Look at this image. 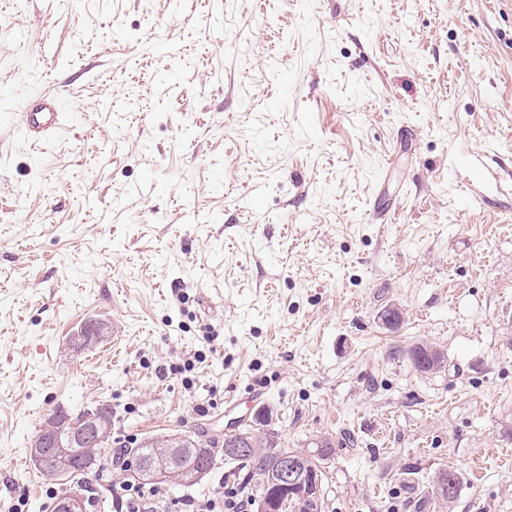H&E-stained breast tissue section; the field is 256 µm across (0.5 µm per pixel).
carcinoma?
<instances>
[{"mask_svg": "<svg viewBox=\"0 0 512 512\" xmlns=\"http://www.w3.org/2000/svg\"><path fill=\"white\" fill-rule=\"evenodd\" d=\"M426 352L434 355V361L425 368H416L417 372L429 374L444 367L443 354L432 345L417 344L408 349L395 350V353L406 357L411 362L415 361L417 354ZM54 417L66 418L73 423L95 420L103 442L111 440L115 445V461L124 465L127 470L130 469V462L137 463L133 473L142 480L150 482L153 481V477L146 474L147 463L156 458L158 453L165 448H184L186 454L179 466L167 468L161 476V481L178 486H194L208 474L217 459L222 458L224 464L231 466L233 474L239 481L248 485L254 484L257 487L258 495L261 496L264 493L261 483L262 474L268 469L275 455L280 453L276 441L271 438L268 430L264 429L267 419L263 417L256 418L254 424L240 429L234 434V439L247 449V453L240 457L223 456L222 451L218 450L220 441L206 437L200 430L184 435H159L131 447L119 439L112 438V407L107 404L95 406L77 414L58 406L45 418L44 423H50ZM101 450L102 446L99 444L89 448H72L68 435L64 434L62 435V446L46 450L44 458L35 464V467L49 476L74 479L73 489L84 493L86 492L85 486L77 481V477L100 467ZM333 450V442L322 439L311 451L291 450L289 454L301 458L306 469L320 480L323 472L319 467V462L327 459ZM288 508L291 509V512H322V505L318 504L313 494L309 492L293 495L288 503Z\"/></svg>", "mask_w": 512, "mask_h": 512, "instance_id": "cac0c4a2", "label": "carcinoma"}]
</instances>
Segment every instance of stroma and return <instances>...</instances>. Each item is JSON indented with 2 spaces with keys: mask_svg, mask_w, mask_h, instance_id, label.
<instances>
[{
  "mask_svg": "<svg viewBox=\"0 0 512 512\" xmlns=\"http://www.w3.org/2000/svg\"><path fill=\"white\" fill-rule=\"evenodd\" d=\"M37 88L71 107L0 123V512H52L30 441L102 403L133 446L331 438L323 512H512V0H0V114ZM36 99L42 103L37 109L19 112V127L27 137L46 138L65 128L63 124L64 112L68 107V100L60 92H38ZM419 353H426L419 355L417 358V362L420 366H427L428 363L433 360V355L434 361L425 368H419L414 362L416 355ZM396 354H399V356L402 355L404 357H407V359L411 362L414 369L421 374L434 373L440 368H443L445 365V359L443 354L436 347L428 344H416L415 346H412L408 349H397Z\"/></svg>",
  "mask_w": 512,
  "mask_h": 512,
  "instance_id": "35a3bbf8",
  "label": "stroma"
}]
</instances>
